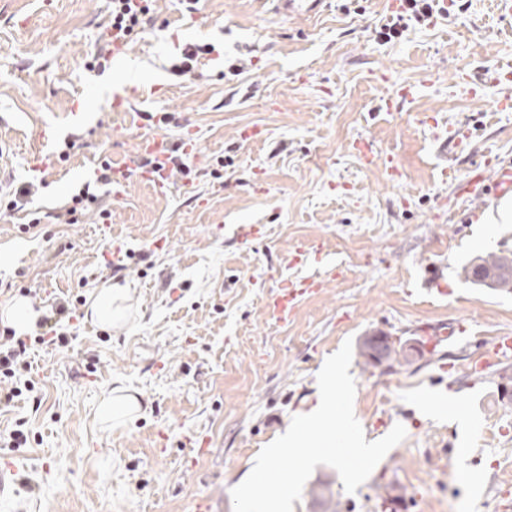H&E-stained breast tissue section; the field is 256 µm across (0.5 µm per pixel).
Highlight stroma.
I'll use <instances>...</instances> for the list:
<instances>
[{
	"instance_id": "stroma-1",
	"label": "stroma",
	"mask_w": 512,
	"mask_h": 512,
	"mask_svg": "<svg viewBox=\"0 0 512 512\" xmlns=\"http://www.w3.org/2000/svg\"><path fill=\"white\" fill-rule=\"evenodd\" d=\"M401 9L333 0L286 18L272 0H200L191 15L156 0L126 57L97 67L111 0H0V175L39 186L24 210L0 207V308L26 288L40 312L78 307L68 347L29 349L34 392L0 409V433L29 431L0 450L17 469L0 512H195L201 500L233 512L261 449L317 404L326 358L371 331L401 337L415 359L368 372L353 358L354 413L366 441L398 423L406 437L355 493L327 465L310 483L328 484L339 512H512V365L490 346L512 335V294L460 275L474 256L512 250V220L494 197L459 193L475 169H512V112L497 108L512 80L496 79L512 65V17L454 0L435 24L383 40ZM203 43L213 52L174 74V57ZM128 84L138 96L114 111L111 89ZM403 88L412 103L385 110ZM144 134L197 143L169 195L132 178L78 223L52 222ZM287 276L325 286L282 325L264 302ZM109 282L126 317L104 327L88 306ZM443 323L466 330L429 349L426 328ZM116 387L140 404L119 426L97 416ZM456 397L471 417L448 419Z\"/></svg>"
}]
</instances>
